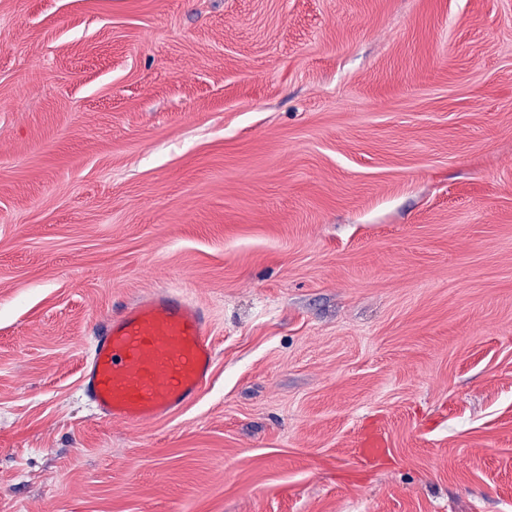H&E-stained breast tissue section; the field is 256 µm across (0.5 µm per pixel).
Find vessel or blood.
Here are the masks:
<instances>
[{
	"label": "vessel or blood",
	"mask_w": 512,
	"mask_h": 512,
	"mask_svg": "<svg viewBox=\"0 0 512 512\" xmlns=\"http://www.w3.org/2000/svg\"><path fill=\"white\" fill-rule=\"evenodd\" d=\"M206 311L178 291L145 292L107 320L86 358L81 386L109 421L142 428L197 398L216 360Z\"/></svg>",
	"instance_id": "vessel-or-blood-1"
}]
</instances>
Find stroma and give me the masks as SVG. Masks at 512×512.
Returning a JSON list of instances; mask_svg holds the SVG:
<instances>
[{"mask_svg":"<svg viewBox=\"0 0 512 512\" xmlns=\"http://www.w3.org/2000/svg\"><path fill=\"white\" fill-rule=\"evenodd\" d=\"M151 288L217 356L133 432ZM0 512H512V0H0ZM206 311L178 291L145 292L97 333L81 386L109 421L142 428L197 398L216 360Z\"/></svg>","mask_w":512,"mask_h":512,"instance_id":"obj_1","label":"stroma"}]
</instances>
